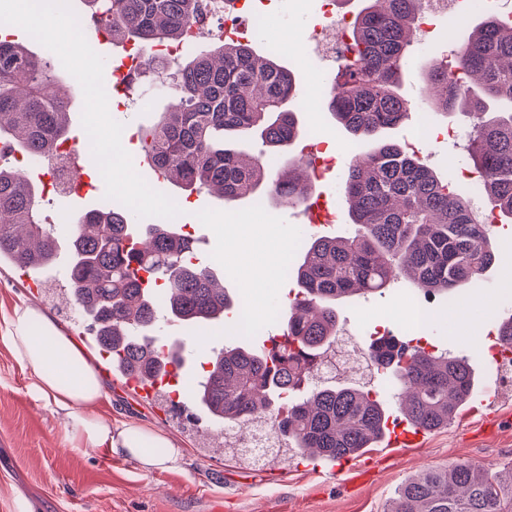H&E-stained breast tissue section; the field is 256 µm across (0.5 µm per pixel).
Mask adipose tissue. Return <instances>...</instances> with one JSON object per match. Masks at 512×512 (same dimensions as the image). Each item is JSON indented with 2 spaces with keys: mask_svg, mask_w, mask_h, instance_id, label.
<instances>
[{
  "mask_svg": "<svg viewBox=\"0 0 512 512\" xmlns=\"http://www.w3.org/2000/svg\"><path fill=\"white\" fill-rule=\"evenodd\" d=\"M224 246L232 269L264 305L283 286L279 261L287 240L272 224L237 223L223 227ZM0 340L34 375L32 391L52 414L65 420V439L75 448L105 447L147 468H174L180 451L169 437L130 422L109 423L82 415V407L98 401L102 384L78 342L43 309L26 303L0 311Z\"/></svg>",
  "mask_w": 512,
  "mask_h": 512,
  "instance_id": "adipose-tissue-1",
  "label": "adipose tissue"
}]
</instances>
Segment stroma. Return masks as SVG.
Masks as SVG:
<instances>
[{
	"mask_svg": "<svg viewBox=\"0 0 512 512\" xmlns=\"http://www.w3.org/2000/svg\"><path fill=\"white\" fill-rule=\"evenodd\" d=\"M324 3L325 0H246L244 16L259 20L262 25L250 36L256 53H266L268 45L275 42L288 46L279 62L302 90L296 111L301 136L326 137L336 145V163L314 186L313 196L324 199L332 217L324 234L344 236L352 225L342 200V180L351 160L371 151L374 144L338 127L329 113L323 87L336 66L309 39L314 27L324 20ZM497 12L496 0H463L460 15L439 20L430 35L412 36L399 87L410 103L411 117L385 131L384 139L407 146L416 138V122L420 119L433 126L463 128L462 115L448 116L429 106L423 75L432 59L453 52L456 43L465 39L485 16ZM82 38L96 52H107L108 57L96 62L91 87L78 84L69 90L73 134L92 129L104 142L113 125L126 120L134 127L150 129L170 100L164 90L165 71H132L128 80L132 95L122 108L92 109L90 97L111 98L113 68L126 57L127 46L117 42L103 47L97 28L90 23L85 24ZM125 149L131 178L137 186L149 189L138 205H133L139 219L148 223L161 218L162 206L181 199L185 204L181 223L192 234H208L211 246L201 261L223 280L234 304L248 306L252 299L229 268L217 225L263 217L266 223L278 225L290 239L284 262H297L300 241L306 235L297 210L272 200L227 201L181 188L158 179L154 171L140 168L138 142H127ZM419 158L450 180L460 197L476 200L479 186L454 178L455 168L468 163L465 137L430 141ZM492 235L499 260L485 277L462 289L461 305H453L444 296L425 298L416 284L401 278L383 293L339 304V338L351 340L363 350L368 349L378 330L411 339L407 304L428 302L436 318L434 328L425 334L430 348L466 359L476 376L478 396L499 394V412L512 416V389L501 384L493 357L482 343L502 319L512 316V221H499ZM490 280L496 283L491 294L485 288ZM45 289V283L34 281L21 271L0 268V306L8 308L17 299H24L47 311L67 332H74L70 315L62 313L61 303L48 302ZM284 323V305L273 296L266 311L251 320L249 326H241L237 314L231 313L222 324L207 326L206 332L224 347H251L260 345L264 336L281 329ZM100 377L103 396L85 407V414L130 421L164 432L180 448V466L145 470L134 460L104 447H71L64 440L62 420L32 397V371L21 366L0 342V512H16L21 500L33 504L34 512H384L398 487L425 469L459 461L479 464L493 472L512 468V423L502 424L489 435L478 413L458 416L448 427L425 434L421 447L397 454L379 449L384 462L365 482L331 477L328 465L304 461L299 455L275 466L255 467L228 455L206 454L215 431L199 424L195 416H186L184 425H174L166 411L150 399L128 391L111 372L101 371Z\"/></svg>",
	"mask_w": 512,
	"mask_h": 512,
	"instance_id": "stroma-1",
	"label": "stroma"
}]
</instances>
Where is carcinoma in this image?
Returning <instances> with one entry per match:
<instances>
[{
  "label": "carcinoma",
  "mask_w": 512,
  "mask_h": 512,
  "mask_svg": "<svg viewBox=\"0 0 512 512\" xmlns=\"http://www.w3.org/2000/svg\"><path fill=\"white\" fill-rule=\"evenodd\" d=\"M356 16L348 53L325 93L336 124L375 148L355 157L342 186L353 231L309 237L291 278L287 339L271 350L224 349L209 357L196 382V403L224 434L260 412L278 415L277 438L296 453L326 463L356 456L382 442L386 399L398 402L409 424L426 432L444 428L472 399L476 377L463 358L439 354L386 334L372 339L374 369L388 375L387 397L359 385L315 383L310 369L336 340V306L355 295L380 292L407 277L429 296H456L495 266L492 232L473 205L448 183L384 140V131L408 117L397 92L406 65L407 33L421 0H367ZM86 16L112 40L147 51L179 42L203 17L202 0H84ZM431 106L468 108L469 156L481 176L486 206L512 219V22L487 17L455 49L454 66L429 64ZM177 105L138 132L140 150L157 171L192 190L226 200L254 197L306 205L312 184L288 105L295 79L276 56L257 55L248 42L218 39L211 53L193 54L172 74ZM507 110L486 116L484 102ZM54 57L36 55L0 34V158L19 153L42 159L64 142H78L68 121ZM254 133L286 155L285 176L265 157L245 158L224 146L226 137ZM42 189L14 165L0 164V265L37 279L56 262L57 241L40 207ZM129 216L111 207L76 217L68 241L69 275L60 296L73 292L85 330L112 358V371L150 378L157 363L152 333L163 318L199 327L224 320L232 301L210 270L193 261L190 234L173 218L145 225V246L125 249ZM153 273L142 287L139 272ZM388 512H512V469L483 472L467 463L428 470L403 483Z\"/></svg>",
  "instance_id": "1"
}]
</instances>
